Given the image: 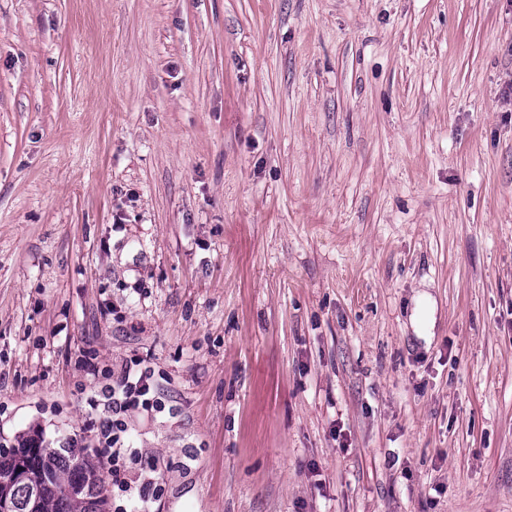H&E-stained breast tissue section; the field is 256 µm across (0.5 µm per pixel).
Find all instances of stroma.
Masks as SVG:
<instances>
[{"label":"stroma","instance_id":"stroma-1","mask_svg":"<svg viewBox=\"0 0 512 512\" xmlns=\"http://www.w3.org/2000/svg\"><path fill=\"white\" fill-rule=\"evenodd\" d=\"M159 512H512V0H0V449ZM154 372L150 367L133 370L128 366L112 369V386L101 388L104 416L93 425L99 456L112 466V489H117L121 504L112 503L114 512H155L153 502L158 497L156 478L141 473L129 476V464L139 459L138 449L129 440L127 415L132 410L161 412L165 405L157 397ZM129 509V510H128Z\"/></svg>","mask_w":512,"mask_h":512}]
</instances>
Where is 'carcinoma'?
Listing matches in <instances>:
<instances>
[{
	"mask_svg": "<svg viewBox=\"0 0 512 512\" xmlns=\"http://www.w3.org/2000/svg\"><path fill=\"white\" fill-rule=\"evenodd\" d=\"M20 463L26 468V480L0 485V497L8 499L12 512H29L31 486L42 488L41 512H107V489L100 466L89 459L87 449L50 448L27 438L0 451V477Z\"/></svg>",
	"mask_w": 512,
	"mask_h": 512,
	"instance_id": "cac0c4a2",
	"label": "carcinoma"
}]
</instances>
